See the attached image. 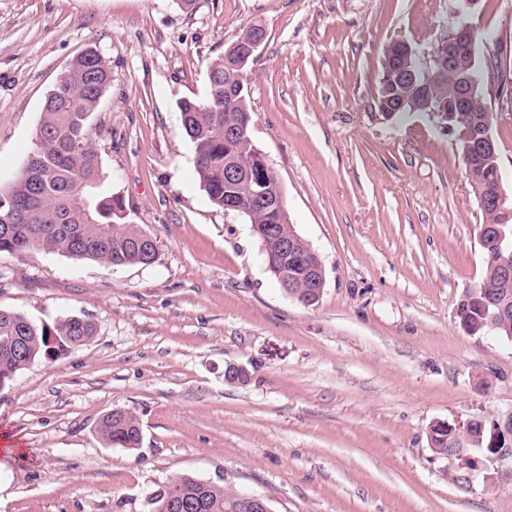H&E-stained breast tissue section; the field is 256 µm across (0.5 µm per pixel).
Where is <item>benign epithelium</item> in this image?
I'll use <instances>...</instances> for the list:
<instances>
[{
  "instance_id": "obj_1",
  "label": "benign epithelium",
  "mask_w": 512,
  "mask_h": 512,
  "mask_svg": "<svg viewBox=\"0 0 512 512\" xmlns=\"http://www.w3.org/2000/svg\"><path fill=\"white\" fill-rule=\"evenodd\" d=\"M474 28L462 22L453 27L444 45L448 46V54L432 56L427 69H450L456 66L459 52L468 47L474 40ZM264 39L260 28H255V36L242 44L238 53L237 67L242 68L249 58L254 56ZM480 83L479 76L468 71L462 77L460 89L455 100L444 112L437 108L429 109L443 127L453 130L455 124L462 123L459 129L460 138L468 142L472 149L486 155H496L497 144L492 135L491 127L493 116L488 113H478L474 109L477 98V88ZM253 163L256 168L266 174V178L258 181V189L253 191V199L260 207L272 211L283 206L284 194L272 198L264 190L267 180H278V174L271 165L267 156L260 150H254ZM489 203L501 212L512 210V193L504 189L501 180L484 188ZM252 233L262 239V249L267 251L268 269H278L279 282L287 288H309L311 294L306 296L305 304L320 299L325 284L324 264L319 254L299 235L292 233L286 236L278 235V228L272 224H253ZM299 271L296 278L288 279V267ZM250 377L248 370L241 364L228 363L224 367V381L241 385ZM447 431L448 445L455 448L449 457L460 461L464 468L475 471L486 461H512V413L498 417L479 416L469 418L457 424L441 423ZM238 500L242 507L250 512H273L268 500L254 494H239Z\"/></svg>"
}]
</instances>
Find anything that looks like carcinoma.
Here are the masks:
<instances>
[{"label": "carcinoma", "instance_id": "1", "mask_svg": "<svg viewBox=\"0 0 512 512\" xmlns=\"http://www.w3.org/2000/svg\"><path fill=\"white\" fill-rule=\"evenodd\" d=\"M404 65L399 57L384 58L380 87L388 88L390 107L403 112H420L426 99L444 103L459 88L455 80L436 71L420 73L417 82L395 83L392 72ZM221 56L208 70V93L204 99L184 98L179 102L182 125L195 151V170L209 200L222 208L233 198L248 207L245 216L251 224L290 225L288 208L269 213L249 205L256 174L250 170L251 151L247 144L224 136V125L238 121L250 112L248 101H229L224 96V70ZM112 81L106 59L99 53L87 58L76 57L46 96L39 133L42 138L12 184L0 189V214L14 209L11 223H0V254L23 258L31 252L58 254L77 260H92L111 267L149 266L156 262L158 251L150 245H137L142 231L126 223V209L121 197L112 194L99 173V157L89 133L88 121L96 112ZM237 167L242 178L232 183L227 170ZM474 196H479L486 181L498 169L478 161L466 168ZM482 223L500 224L505 232L501 242L482 237L486 265L481 281L471 289L462 308L469 325L477 327L487 315L486 302L497 301L512 308V283L500 279L492 261L504 253L512 261V216H502L491 209H480ZM485 332L477 327L476 333ZM95 326L81 323L72 316L49 330L12 311L0 310V385L11 382L20 370L42 356L51 354L50 337L58 348L66 350L78 338H90ZM104 439L133 450L141 441L138 418L104 417L99 424ZM174 492L190 498L199 497L207 512H231L234 491L225 486L178 473L153 492L150 512Z\"/></svg>", "mask_w": 512, "mask_h": 512}]
</instances>
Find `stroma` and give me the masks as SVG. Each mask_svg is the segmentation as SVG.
Wrapping results in <instances>:
<instances>
[{"label":"stroma","mask_w":512,"mask_h":512,"mask_svg":"<svg viewBox=\"0 0 512 512\" xmlns=\"http://www.w3.org/2000/svg\"><path fill=\"white\" fill-rule=\"evenodd\" d=\"M498 53L484 82L512 189V0H0V188L34 147L43 103L86 48L112 82L89 130L150 266L0 255V309L84 345L0 389V512H147L187 472L268 499L273 512H512V463L480 470L431 449L432 425L512 412V339L472 335L460 298L481 280L482 222L456 134L385 118L382 60H422L459 22ZM252 138L320 255L319 302L286 295L247 218L209 200L178 103L205 98L210 64L251 25ZM245 365L234 385L224 366ZM121 409L139 448L107 444Z\"/></svg>","instance_id":"stroma-1"}]
</instances>
